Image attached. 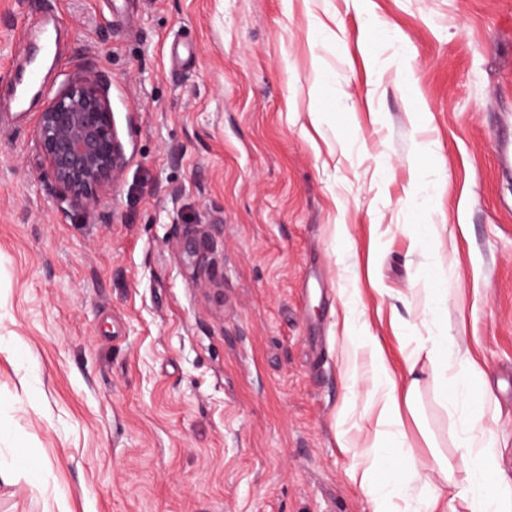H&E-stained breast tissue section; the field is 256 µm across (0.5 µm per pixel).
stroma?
<instances>
[{"mask_svg":"<svg viewBox=\"0 0 512 512\" xmlns=\"http://www.w3.org/2000/svg\"><path fill=\"white\" fill-rule=\"evenodd\" d=\"M46 11L61 37L21 106L6 73ZM89 66L127 154L93 211L34 137ZM507 153L512 0H0V512H369L355 288L395 376L434 336L473 364L462 389L419 361L414 459L463 483L480 408L512 488Z\"/></svg>","mask_w":512,"mask_h":512,"instance_id":"obj_1","label":"stroma"}]
</instances>
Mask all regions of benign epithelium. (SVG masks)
Masks as SVG:
<instances>
[{"mask_svg":"<svg viewBox=\"0 0 512 512\" xmlns=\"http://www.w3.org/2000/svg\"><path fill=\"white\" fill-rule=\"evenodd\" d=\"M36 141L72 205L90 209L121 175L126 152L109 98V79L88 70L47 99Z\"/></svg>","mask_w":512,"mask_h":512,"instance_id":"1","label":"benign epithelium"}]
</instances>
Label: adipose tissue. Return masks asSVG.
Here are the masks:
<instances>
[{"label":"adipose tissue","instance_id":"1","mask_svg":"<svg viewBox=\"0 0 512 512\" xmlns=\"http://www.w3.org/2000/svg\"><path fill=\"white\" fill-rule=\"evenodd\" d=\"M361 348L368 351L371 383L380 405L375 437L383 462L375 464L356 448L351 451V461L353 467L362 471L361 486L369 498L371 512H402V484L415 474L416 468L402 436L395 429L400 396L378 341L371 336L356 335L353 321H346L344 355H351ZM480 419V414L475 413L464 422L461 446L469 456L472 468L469 481L458 489L456 496L467 503L469 512H512V499L488 490L496 464L495 451Z\"/></svg>","mask_w":512,"mask_h":512}]
</instances>
